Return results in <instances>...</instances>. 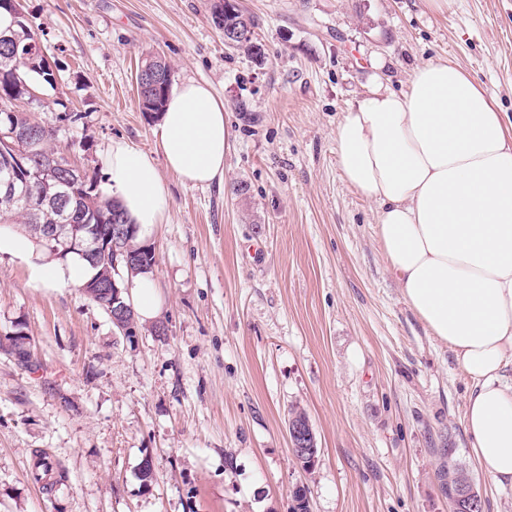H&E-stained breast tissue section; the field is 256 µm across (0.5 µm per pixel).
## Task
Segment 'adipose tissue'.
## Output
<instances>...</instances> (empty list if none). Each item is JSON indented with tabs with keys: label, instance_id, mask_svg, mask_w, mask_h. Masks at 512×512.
Listing matches in <instances>:
<instances>
[{
	"label": "adipose tissue",
	"instance_id": "adipose-tissue-1",
	"mask_svg": "<svg viewBox=\"0 0 512 512\" xmlns=\"http://www.w3.org/2000/svg\"><path fill=\"white\" fill-rule=\"evenodd\" d=\"M374 69L368 91L336 124L338 166L375 205V234L407 305L472 381L464 428L478 466L512 485V129L495 98L451 62L417 65L402 92L384 82L382 62ZM154 136L183 184L223 183L235 134L209 83L184 79ZM105 176L148 239L172 204L153 159L113 142ZM1 256L28 262L46 286H79L90 274L78 256L55 258L6 227Z\"/></svg>",
	"mask_w": 512,
	"mask_h": 512
}]
</instances>
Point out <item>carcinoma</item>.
<instances>
[{
	"label": "carcinoma",
	"mask_w": 512,
	"mask_h": 512,
	"mask_svg": "<svg viewBox=\"0 0 512 512\" xmlns=\"http://www.w3.org/2000/svg\"><path fill=\"white\" fill-rule=\"evenodd\" d=\"M0 10L10 14V24L0 27V96L19 101L12 113L6 115L0 111V117L7 116L10 124L30 133L32 139L31 156L25 159L22 168L13 165V148L3 141L0 142V183L12 180L17 188L14 196L0 193V224H31L37 215L41 216L42 223L48 217L67 224L111 223L112 211L122 209L119 202L105 195L99 188L97 179L86 173L78 180L68 182L70 164L52 148L55 130L44 124H31L32 113L49 112L51 108L42 98L32 102L24 101L25 87L29 86L40 92L47 86L55 87L57 78L49 70L38 71L17 61L23 44L31 43L40 49L42 42L20 11V5L12 4L10 0H0ZM213 16L218 26L233 22L247 33L235 50L258 55L255 51L257 21L254 16L241 8L236 9V13L232 15L215 10ZM170 90L171 87L161 84L147 90L139 97L142 110L153 113L162 111ZM43 157L53 158L57 178L65 182V185L56 186L51 183L41 194L23 193V180L29 178V174L37 169L39 159ZM129 235V252L138 262L151 263L154 256L148 249L140 248L141 240L135 228H130Z\"/></svg>",
	"instance_id": "cac0c4a2"
}]
</instances>
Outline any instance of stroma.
<instances>
[{
	"instance_id": "1",
	"label": "stroma",
	"mask_w": 512,
	"mask_h": 512,
	"mask_svg": "<svg viewBox=\"0 0 512 512\" xmlns=\"http://www.w3.org/2000/svg\"><path fill=\"white\" fill-rule=\"evenodd\" d=\"M58 67L52 95L79 113L54 148L103 176L114 140L152 154L172 206L149 240L162 301L123 336L72 286L47 287L0 259V332H26L31 365L0 348V512H450L440 474L472 480L483 512L512 488L475 466L464 430L470 379L406 304L341 177L336 122L382 61L405 90L446 59L512 122V0H240L265 57L225 48L212 0H19ZM156 53L174 82L224 98L235 148L226 186L183 185L157 154L135 75ZM303 409L311 470L285 419ZM52 463V489L32 474ZM155 478L142 482L144 457Z\"/></svg>"
}]
</instances>
